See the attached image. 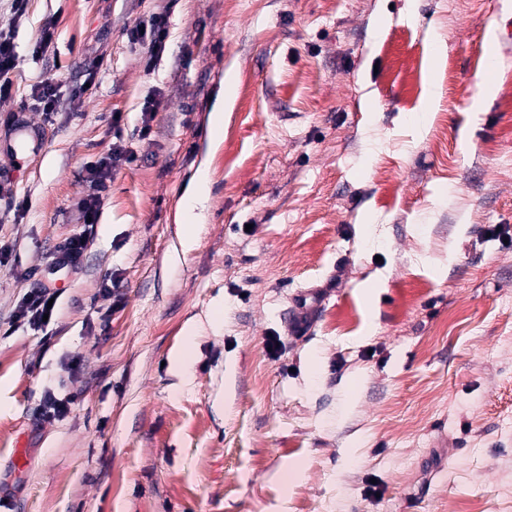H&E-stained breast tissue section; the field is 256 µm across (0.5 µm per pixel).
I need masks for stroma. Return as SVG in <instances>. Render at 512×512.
<instances>
[{"mask_svg":"<svg viewBox=\"0 0 512 512\" xmlns=\"http://www.w3.org/2000/svg\"><path fill=\"white\" fill-rule=\"evenodd\" d=\"M157 14L168 38L148 70L127 33ZM0 28L17 57L0 172L31 204L0 208V512H272L292 462L303 512L512 503V0H27L20 19L0 0ZM230 69L185 253L175 216ZM46 79L51 115L32 104ZM17 112L43 135L19 161ZM118 136L135 160L112 176L83 270L58 280L51 321L10 325L29 275L82 231L84 165ZM304 291L319 299L294 336ZM218 309L183 384L169 355ZM49 391L74 403L45 422ZM232 94L231 84L225 82V90L218 96V99L208 115L209 140L212 143H219L224 135V100Z\"/></svg>","mask_w":512,"mask_h":512,"instance_id":"35a3bbf8","label":"stroma"}]
</instances>
